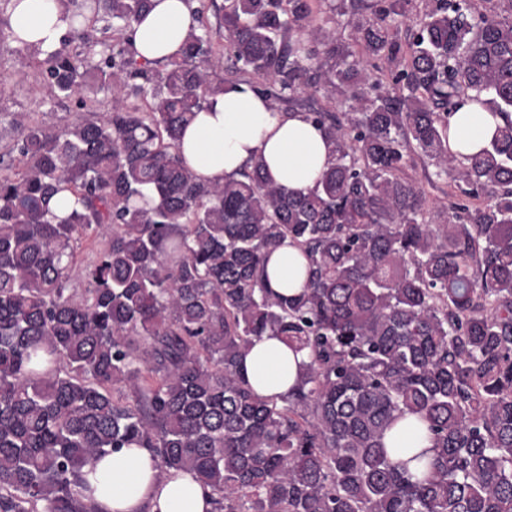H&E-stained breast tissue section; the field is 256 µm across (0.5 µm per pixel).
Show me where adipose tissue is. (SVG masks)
Here are the masks:
<instances>
[{
    "label": "adipose tissue",
    "mask_w": 512,
    "mask_h": 512,
    "mask_svg": "<svg viewBox=\"0 0 512 512\" xmlns=\"http://www.w3.org/2000/svg\"><path fill=\"white\" fill-rule=\"evenodd\" d=\"M193 0H154L138 25L133 42L137 58L156 65L179 56L193 22ZM12 31L28 41L54 45L65 30L55 0H20L10 13ZM501 117L472 103L448 116L449 149L456 157L478 151L492 137ZM180 152L199 175L211 181L236 174L262 158L269 178L289 190L313 189L334 158L321 129L302 112L271 111L248 86L229 89L199 112L186 129ZM307 260L291 242H283L268 264L269 285L279 293H299L306 281ZM306 352H295L276 336L254 339L242 361L243 373L262 396L284 395L295 384ZM409 472L423 464L418 453L430 452L423 426L401 423L385 439ZM158 460L144 448H122L86 465L84 493L98 512H212L211 497L194 475L173 470L157 479Z\"/></svg>",
    "instance_id": "obj_1"
}]
</instances>
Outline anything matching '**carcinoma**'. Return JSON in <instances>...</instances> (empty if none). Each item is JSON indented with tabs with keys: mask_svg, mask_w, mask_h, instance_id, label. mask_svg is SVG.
Here are the masks:
<instances>
[{
	"mask_svg": "<svg viewBox=\"0 0 512 512\" xmlns=\"http://www.w3.org/2000/svg\"><path fill=\"white\" fill-rule=\"evenodd\" d=\"M360 2L346 36L326 26L346 0H224L212 22L202 4L162 66L132 50L151 0H58L46 49L0 20V51L79 111L12 118L0 153V512H96L82 468L119 448L194 473L214 512H512V0H421L413 26V0ZM242 82L275 112L325 101L305 111L335 145L312 191L259 157L222 182L183 159ZM466 95L506 124L459 161ZM414 152L465 198L438 224ZM286 240L308 261L293 296L266 284ZM267 333L308 356L285 395L240 369ZM410 417L433 442L419 475L384 443Z\"/></svg>",
	"mask_w": 512,
	"mask_h": 512,
	"instance_id": "cac0c4a2",
	"label": "carcinoma"
}]
</instances>
